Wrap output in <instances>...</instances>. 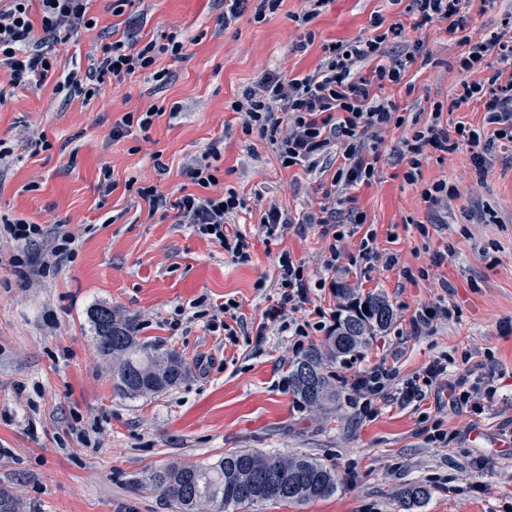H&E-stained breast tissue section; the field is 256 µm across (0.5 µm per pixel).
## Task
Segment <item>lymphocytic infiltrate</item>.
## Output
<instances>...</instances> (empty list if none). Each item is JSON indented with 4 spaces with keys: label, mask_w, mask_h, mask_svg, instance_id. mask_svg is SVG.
I'll list each match as a JSON object with an SVG mask.
<instances>
[{
    "label": "lymphocytic infiltrate",
    "mask_w": 512,
    "mask_h": 512,
    "mask_svg": "<svg viewBox=\"0 0 512 512\" xmlns=\"http://www.w3.org/2000/svg\"><path fill=\"white\" fill-rule=\"evenodd\" d=\"M472 0H410L408 10L415 17L414 26L423 29L436 23L446 25L448 33H461L464 47L457 65L462 75L460 90L454 100L462 105L481 101L485 124L478 127L459 121L443 125L442 103H434L431 118L425 122L408 121L396 104L384 96L386 86L402 84L415 62L416 51L383 60V45L401 34L400 23H386L380 14H372L368 38L326 45L316 72L290 76L284 68L264 73L241 97L228 102L230 111L242 116L244 135L258 134L268 140L282 167L303 165L316 168L320 160H339L322 194L326 205L308 212L303 223L319 226L322 236L331 237L328 256L323 259L325 273L336 272L340 253L336 247L344 238L339 230L336 211L328 205L340 189L369 185L375 180L381 154L374 139L378 132L390 127H408L398 149L399 160L405 161L404 178L421 183V168L429 152L451 153L461 147H490L497 142L512 143V12L501 20L502 31L490 40H475L465 35L466 11ZM87 0H5L0 5V73L6 77L0 87V103L10 89L29 90L53 83L56 92L67 97L105 94L111 82L146 72L157 85H166L170 73L157 68L164 56L181 59L186 51L183 34L177 30L161 32L143 42L126 38L104 42L99 46L100 58L85 78L68 74L55 80L56 48L69 45L81 29L87 28ZM372 62L370 76H362L361 65ZM484 70L482 81L469 80V73ZM136 195L144 200L150 213L174 212L179 223L192 225L195 232L224 248L236 261L250 260L252 247L247 235L237 230L235 221L248 203L243 195L229 188L216 195L184 193L173 196L151 182H141ZM0 232L18 245L25 246L43 238L46 228L23 220L5 222ZM54 246L43 268L58 267L76 252V236L55 228ZM279 299L264 317L279 322L294 335L306 336L310 331L325 329V321L296 318V311L310 302L313 288H325V281L311 283L302 262L290 252L278 257ZM396 377V370L379 363L367 373L346 382L347 397L363 413H371L372 404L383 397Z\"/></svg>",
    "instance_id": "obj_1"
}]
</instances>
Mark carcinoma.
Masks as SVG:
<instances>
[{
	"instance_id": "obj_1",
	"label": "carcinoma",
	"mask_w": 512,
	"mask_h": 512,
	"mask_svg": "<svg viewBox=\"0 0 512 512\" xmlns=\"http://www.w3.org/2000/svg\"><path fill=\"white\" fill-rule=\"evenodd\" d=\"M347 300L345 315L326 342L307 349L288 374V390L303 405L321 408L336 396L330 364H345L366 347L376 331L393 319V308L382 294L364 299L349 288L338 289ZM93 346L112 368V390L122 397L159 393L180 383L187 367L174 351L138 338L139 324L129 315L97 304L89 311ZM341 484L336 472L303 455L264 454L237 450L212 464H169L144 475L141 485L177 512H257L267 502L305 503L327 498ZM429 495L423 485L405 490L400 507L409 512Z\"/></svg>"
}]
</instances>
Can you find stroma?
<instances>
[{
  "label": "stroma",
  "instance_id": "35a3bbf8",
  "mask_svg": "<svg viewBox=\"0 0 512 512\" xmlns=\"http://www.w3.org/2000/svg\"><path fill=\"white\" fill-rule=\"evenodd\" d=\"M301 8L302 0H283L266 23L243 17L224 31L222 0H137L123 9L89 0L97 26L57 49V75L86 71L102 39L148 40L177 27L190 44L183 59H161L170 83L158 88L134 74L106 98L68 102L47 85L15 91L0 105V140L13 151L0 165V217L49 229L61 224L78 237L71 261L31 278L11 263L17 247L0 241V493L20 512H173L139 486L146 472L212 462L239 449L304 454L341 479L331 497L270 503L262 512H401V496L415 484L429 496L412 512H512V456L489 454L512 429V144L485 151L481 175L470 148L430 155L423 182L443 179L457 193L429 208L404 180L405 167L392 155L402 132L390 129L382 134L375 182L342 192V210L362 212L366 222L338 242L346 270L336 280L361 297L384 293L394 311L390 326L359 355L331 367L339 380L382 360L396 367L398 378L372 416L361 415L342 390L320 412L289 394L292 362L324 342L326 331L295 336L276 322L257 330L278 298L282 251L302 261L310 280L323 275L328 242L301 217L318 207V185L332 174L282 168L267 141L242 133V116L226 110L227 101L280 62L295 75L313 72L325 44L367 35L377 11L404 26L387 55L417 40L425 53L407 83L387 87L385 96L424 121L437 102L445 120L478 126L484 118L478 101L452 105L463 47L443 24L415 29L405 5L391 0H329L310 25L312 42L296 52L290 16ZM155 103L176 107V118L161 116L146 140L136 133L112 137L125 112ZM32 130L43 132L52 150L28 144ZM213 143L219 153L207 155ZM204 161L218 168L220 186L249 199V212L239 218L253 243L249 262L233 260L174 215L150 214L125 188L135 177L168 193H199L188 170ZM105 167L116 184L107 196L98 189ZM272 202L295 223L270 237L259 219ZM489 208L496 223L480 219ZM421 223L427 233L418 231ZM369 232L394 265H352ZM407 267L424 269V277L405 280ZM202 297L238 302L235 342L210 331L208 316H195L192 304ZM96 304L136 316L140 338L178 353L186 378L159 394L116 395L111 370L93 347L88 311ZM440 304L449 315L413 334L414 312ZM441 358L449 380L493 379V402L458 410L441 387L427 389L422 401H403L400 388ZM436 423L447 431V444L429 441Z\"/></svg>",
  "mask_w": 512,
  "mask_h": 512
}]
</instances>
